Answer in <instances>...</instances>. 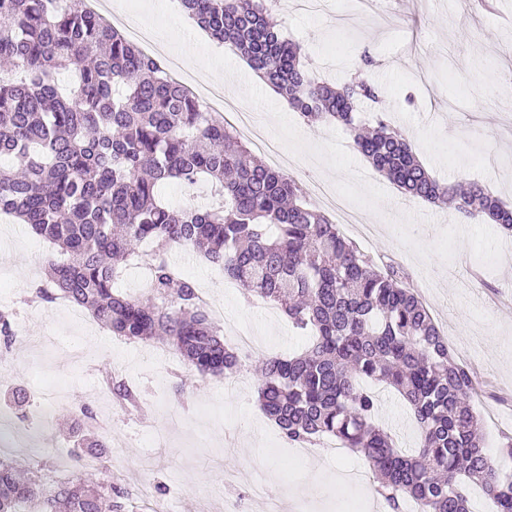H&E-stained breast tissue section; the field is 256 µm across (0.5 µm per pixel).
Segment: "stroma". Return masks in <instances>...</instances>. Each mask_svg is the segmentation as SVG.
<instances>
[{"label":"stroma","instance_id":"obj_1","mask_svg":"<svg viewBox=\"0 0 512 512\" xmlns=\"http://www.w3.org/2000/svg\"><path fill=\"white\" fill-rule=\"evenodd\" d=\"M129 23L163 36L194 72L211 70L210 80L227 87L238 103L255 112L268 135L297 164L292 175L314 173L335 184L361 221L346 230L364 254L393 259L429 309L449 349L474 374L470 400L482 420L484 442L500 468L512 472V459L499 448L512 437V315L494 305L512 299V234L498 225L462 220L453 208L405 197L386 177L350 148L351 136L339 125L310 124L286 98L260 82L246 62L216 44L208 34L185 39L180 0H116ZM335 12L316 16L288 0L275 18L283 34L303 47L312 65L347 46V62L368 53L372 73L386 89L388 118L416 147L419 161L444 183L476 181L498 191L512 205V132L503 123V94H490L497 76L512 71V0L481 9L476 0H417L413 11L393 8L379 24L362 22L347 30L336 25L350 0H334ZM51 245L27 225L0 216V308L20 307V283L46 279ZM167 260L198 286L210 290L224 308L225 322L254 331L266 355L303 351L308 339L278 310L247 303L242 289L196 252L169 251ZM25 331L55 336V352H42L19 340L12 348L14 369L0 373V399L15 386L36 391L46 377L65 383L71 408H110L112 430L124 445L112 455L108 475L130 493L142 477L154 482V498H169L175 512H201L202 496L218 490L237 500L243 512H259L242 473H259L269 497L288 512H379L372 481L352 484L347 471L367 470V462L343 448H315V467L293 455L275 424L255 400L258 355L244 360L236 385L227 378L196 380L179 357L166 358L156 345L115 343L112 333L52 304L40 307ZM113 376L147 393L144 416L127 415L114 405L104 380ZM379 399L376 421L398 446L414 447L417 433L403 399L386 385L372 386ZM178 407L180 427L166 431L158 403Z\"/></svg>","mask_w":512,"mask_h":512}]
</instances>
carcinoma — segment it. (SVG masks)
<instances>
[{
  "mask_svg": "<svg viewBox=\"0 0 512 512\" xmlns=\"http://www.w3.org/2000/svg\"><path fill=\"white\" fill-rule=\"evenodd\" d=\"M212 39L251 69L309 123H336L352 148L411 197L457 203L467 218L512 231V207L485 184L449 186L432 177L409 140L375 113L383 92L363 66L342 86L313 76L300 45L269 20L266 0H181ZM0 60L25 77L0 78V212L48 241L44 284L29 299L65 300L91 309L113 335L174 350L200 380L241 371L240 357L198 301L195 284L172 273L166 249L183 245L266 299L296 328L312 333L307 348L262 360L257 403L284 441L309 448L337 439L369 464L373 484L394 512L411 499L418 512H470L468 487L486 489L498 512H512V477L500 473L482 444L470 406L471 372L448 342L406 273L378 264L308 202L299 182L267 165L195 94L171 78L86 0H0ZM70 80L63 84L60 71ZM208 181L218 202L174 207L161 185ZM153 246L152 302L113 288L112 260L140 259ZM16 341L12 313L0 310V344ZM383 382L407 402L420 443L410 453L375 423L376 399L366 381ZM128 411L142 409V390L108 381ZM76 461L112 460L85 405L71 417ZM42 460L0 455V512H129L117 484L50 483Z\"/></svg>",
  "mask_w": 512,
  "mask_h": 512,
  "instance_id": "1",
  "label": "carcinoma"
}]
</instances>
